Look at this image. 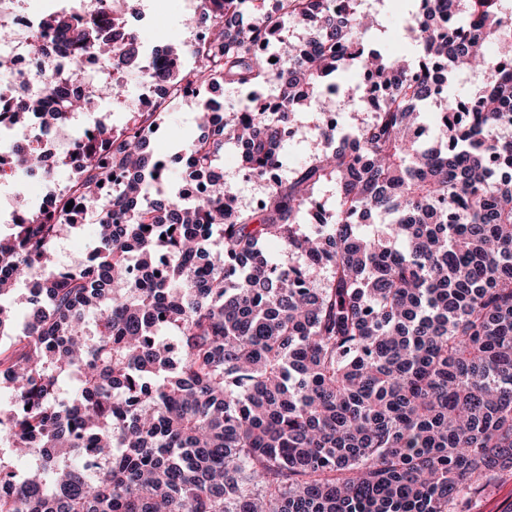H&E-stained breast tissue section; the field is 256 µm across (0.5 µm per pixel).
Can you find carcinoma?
Returning <instances> with one entry per match:
<instances>
[{
	"label": "carcinoma",
	"instance_id": "1",
	"mask_svg": "<svg viewBox=\"0 0 512 512\" xmlns=\"http://www.w3.org/2000/svg\"><path fill=\"white\" fill-rule=\"evenodd\" d=\"M243 2L210 0L189 19L208 39L189 48L200 67L182 70L170 46L154 73L176 93H249L220 123L199 103L182 178L212 172L228 145L258 176L281 161L282 125L257 105L265 84L284 113L362 96L337 81L353 67L388 93L370 122L322 129L328 147L256 210L219 178L201 197L151 198L164 171L156 112L79 143L69 185L100 215L90 264H51L78 229L66 210L25 206L0 238V298L38 277L23 329L0 302V390L14 402L0 512H468L481 481L512 473L508 0H410L412 50L398 57L375 46L391 0L372 12L278 0L262 30L245 24ZM45 20L76 62L92 52L106 68L141 65L134 31L102 37L122 27L114 14ZM282 24L314 34L302 49L280 35L275 74L257 46ZM478 71L489 78L465 109L453 81ZM429 108L440 135L412 138ZM40 170L36 150L18 158L21 177ZM325 188L335 208L316 230L304 217ZM272 243L294 265L275 264ZM70 375L78 390L59 401ZM22 454L35 461L24 477L11 465Z\"/></svg>",
	"mask_w": 512,
	"mask_h": 512
}]
</instances>
